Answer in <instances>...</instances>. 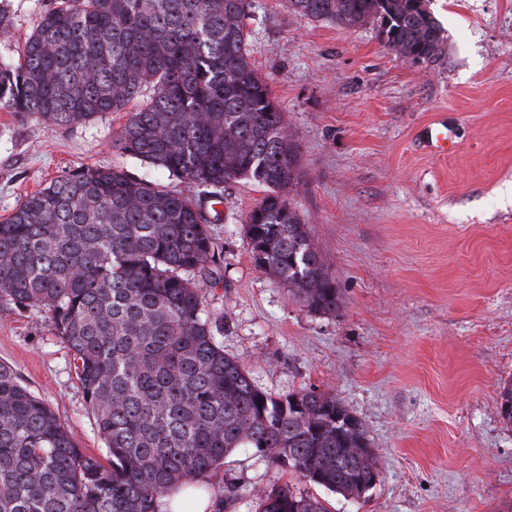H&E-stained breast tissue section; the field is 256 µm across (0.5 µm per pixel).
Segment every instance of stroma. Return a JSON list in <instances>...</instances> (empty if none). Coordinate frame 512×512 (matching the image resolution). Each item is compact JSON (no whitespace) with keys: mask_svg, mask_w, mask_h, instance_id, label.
<instances>
[{"mask_svg":"<svg viewBox=\"0 0 512 512\" xmlns=\"http://www.w3.org/2000/svg\"><path fill=\"white\" fill-rule=\"evenodd\" d=\"M0 58L16 59L50 0H9ZM443 42L416 65L386 47L376 23L313 21L287 0H251L250 60L266 78L301 152L288 195L336 281L321 314L252 263L244 218L265 195L231 183L214 225L223 279L206 307L224 318V350L271 393L336 395L362 423L374 487L348 500L240 449L206 477L230 512L292 481L329 512H512V0H429ZM114 112L74 128L0 112V217L25 194L82 166L124 167L198 196L191 184L113 149ZM440 133L452 151L427 149ZM60 415L87 454L105 450L48 312L0 304V362Z\"/></svg>","mask_w":512,"mask_h":512,"instance_id":"stroma-1","label":"stroma"}]
</instances>
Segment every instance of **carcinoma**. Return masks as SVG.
I'll return each mask as SVG.
<instances>
[{"mask_svg": "<svg viewBox=\"0 0 512 512\" xmlns=\"http://www.w3.org/2000/svg\"><path fill=\"white\" fill-rule=\"evenodd\" d=\"M316 21L380 23L405 60L434 59L425 0H288ZM250 0H55L0 59V111L73 127L128 112L112 147L210 189H266L245 217L250 258L315 313L340 298L310 227L288 203L300 150L248 55ZM197 201L119 167H81L25 195L0 221V303L37 307L72 352L106 449L80 448L53 408L0 363V512H160L162 498L240 448L345 498L377 466L361 422L336 397L274 394L224 353V317L205 307L221 281ZM512 424V384L499 392ZM255 512H329L285 483Z\"/></svg>", "mask_w": 512, "mask_h": 512, "instance_id": "carcinoma-1", "label": "carcinoma"}]
</instances>
